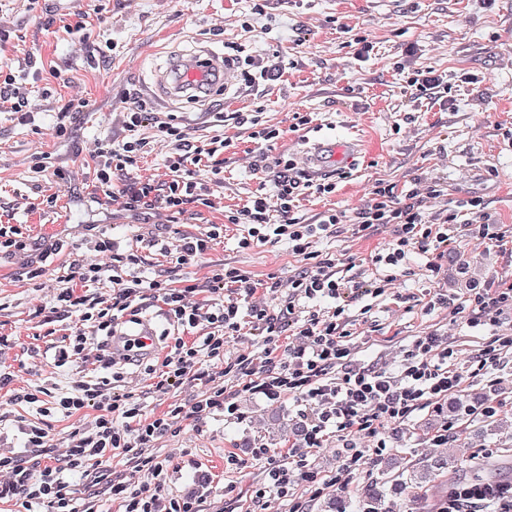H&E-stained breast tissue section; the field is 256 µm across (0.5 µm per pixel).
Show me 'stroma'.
Segmentation results:
<instances>
[{"label":"stroma","instance_id":"stroma-1","mask_svg":"<svg viewBox=\"0 0 512 512\" xmlns=\"http://www.w3.org/2000/svg\"><path fill=\"white\" fill-rule=\"evenodd\" d=\"M254 2L47 0L42 13L28 10L24 0H0V28L10 33L0 47V75L13 74L26 85L31 107L27 122L0 112V226L20 228L31 242L28 248L0 253V336L8 339L0 347V371L14 377L11 386L0 389V456L36 470L38 462L64 457L72 433L90 429L96 417L91 409L69 418L45 417L44 447H26L21 426L36 411L14 402L18 389H50L71 378H109L117 372L118 392L137 398L146 416L195 398L198 386L187 383L156 390L161 357L104 367L97 360L108 342L104 336L89 337L87 359L56 367L55 355L73 325L69 319L50 323L45 317L58 278L90 256L103 238L112 239L119 253H137L143 276L173 286L203 279L210 266L219 264L256 280L270 274L288 278L301 262L286 242L240 248L243 229L226 223L225 216L255 195L273 194L281 162L304 136L331 131L365 143L361 155L330 172L335 194L300 196L295 214L305 221L330 209L352 212L379 181L404 197L419 177L441 192L426 205L430 215L463 211L477 197L505 234L503 241L491 242L456 233L444 253L411 254L383 295L353 302L348 311L353 360L397 370L413 337L434 331L448 336L465 362L491 340V332L471 333L463 322H451L437 296L512 278V144L503 139L512 130V0H494L489 8L479 0H270L263 15L253 14ZM49 13L55 17L50 26L45 23ZM79 19L84 29H75ZM301 27L310 31L303 43L297 37ZM360 36L373 45L363 58L355 54ZM108 41L117 48L106 59L98 48ZM231 42L278 69V79L241 87L232 103L220 93L205 106L166 103L156 96V74L171 55L190 54L203 45L220 52ZM31 56L60 70L65 83L26 69ZM403 61L409 69H400ZM427 67L445 72L448 87L411 100L406 91L410 73ZM136 97L173 117L196 144L215 137L230 140L223 154L224 182L211 189L212 206L194 204L180 214L158 207L145 215L125 210L98 190L89 151L100 137H124L121 114ZM73 98L88 100L91 108L70 113L67 135L56 137L57 114ZM219 111L224 114L220 122L215 119ZM239 112L257 113L262 123L279 127L282 137L270 147L257 143L249 129L237 124ZM298 113L307 115L309 124L296 126ZM42 156L48 169L34 172ZM52 195L57 198L53 208L46 203ZM216 224L223 231L198 261L175 265L165 257L164 248H175L181 236L206 235ZM392 234L389 224L363 236L344 224L313 249L336 259L340 276L381 278L385 272L371 258ZM37 266L45 274L34 281L27 273ZM247 348L262 351L259 337L246 327L241 336L227 339L223 358L203 364L210 386L232 393L236 417L217 413L199 421L178 420L150 450L151 456L169 461L165 493L195 498L196 512H246L264 484L252 448L263 446L283 458L290 445L301 442L294 429L304 420L294 400L267 402L241 391L235 378L225 375L226 362ZM503 379L512 381V348L503 349L497 366L466 379L461 391L510 410L512 392L497 389ZM433 410L428 403L406 422L385 426L382 457L392 460L391 470L364 464L348 476L349 493L423 461L431 444L412 430L432 418ZM447 452L459 465L457 479H469L466 466L477 462L491 463L496 479L512 477V439L497 433L476 431L466 446L449 442ZM231 454L238 457L237 465H226ZM63 477L76 492L79 512H122L105 484L92 494L81 472L67 470ZM335 494L331 487L317 496L298 484L291 496L266 495L262 512H291L297 504L307 512H325L327 498Z\"/></svg>","mask_w":512,"mask_h":512}]
</instances>
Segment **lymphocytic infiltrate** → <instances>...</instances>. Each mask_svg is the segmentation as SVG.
Instances as JSON below:
<instances>
[{
  "instance_id": "obj_1",
  "label": "lymphocytic infiltrate",
  "mask_w": 512,
  "mask_h": 512,
  "mask_svg": "<svg viewBox=\"0 0 512 512\" xmlns=\"http://www.w3.org/2000/svg\"><path fill=\"white\" fill-rule=\"evenodd\" d=\"M122 125L125 139L116 144L111 138H103L93 154L98 188L104 195L115 191L112 175L120 171L126 178L117 191L125 209L141 210L157 203L179 213L186 205L206 204L208 185L186 177V165L206 159L212 163L211 175H219L221 166L216 159L228 148V140L202 148L190 140L182 127L147 111L142 103L123 113ZM149 125L154 126L157 137L171 149L168 167L174 177L162 188L139 173L140 159L147 146L139 131ZM305 189L325 196L335 193L336 184L301 181L294 164L285 162L275 183L276 205H269L266 196L260 194L228 215V223L245 228L239 241L241 248H250L257 241L284 240L293 254L314 260L313 243L340 224H353L360 233L390 224L394 227L392 239L373 256L374 264L388 268V276L372 281L342 278L336 274V261L327 258L314 260L313 269L302 270L288 280L271 275L259 284L240 269L214 265L204 281L178 287L132 273L110 277L113 296L105 302L79 293L74 287L75 282L95 283L107 275L106 265L89 258L68 273L69 285L57 292L51 308L53 317L74 316L79 321L68 336V345L59 352L57 363L61 366L69 358L83 356L88 333L112 335L124 311L148 292L158 294L167 316L178 326L188 330L208 325L210 331L202 343L175 339L156 383L160 390L205 380L202 357L223 356L225 338L238 335L242 322L250 321L262 338L264 358L256 360L248 352L236 356L232 367L243 390L273 403L296 398L307 421L301 444L288 450L293 465L277 460L267 449L251 451L253 459L264 464L267 487L282 497L288 496L292 486L299 482L310 485L319 494L330 487L344 488L347 475L366 460L362 439L375 438L385 425L405 422L420 406L447 399L461 388L466 376H477L497 365L502 349L512 346V336L497 335L494 344L473 357L464 369L459 366L458 354L447 337L430 331L414 337L397 373L372 364L353 363L346 343L350 335L346 304L362 296L384 294L393 281L392 271L406 264L411 253L426 254L448 247L451 237L445 223L426 218L416 190L409 191L405 202L400 203L392 186L379 182L353 214L329 210L319 221L308 223L295 215L296 201ZM260 287L274 293L286 292L284 304L277 308H241L240 299L253 296ZM203 292L224 295L225 300L213 304L200 302L198 296ZM298 296L309 300L329 298L335 300L336 307L324 319L315 310L301 318L294 302ZM451 312L464 315L466 326L474 331L499 325L502 316L512 314V280L492 281L471 289L467 298L452 305ZM288 331L302 337V344L283 347L281 338ZM52 407L69 416L92 408L98 416L92 432L73 435L63 462L45 461L39 472L33 473L10 457H0V472L11 473L12 489L22 495L25 512H31L36 505L46 507L47 512H75L74 491L61 478L62 469L88 476L112 456L151 447L180 419L199 420L215 411L230 418L237 412L224 389L213 387L203 389L186 404H172L162 416L148 418L140 403L129 395L108 391L103 380L78 381L71 389L54 396ZM331 437L338 443L343 464L336 476L327 480L311 467L307 455ZM111 494L121 503L123 512H195L192 498L152 493L146 484L117 481L111 486ZM435 512H512V479L458 482L437 502Z\"/></svg>"
}]
</instances>
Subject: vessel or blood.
Listing matches in <instances>:
<instances>
[{
  "instance_id": "vessel-or-blood-1",
  "label": "vessel or blood",
  "mask_w": 512,
  "mask_h": 512,
  "mask_svg": "<svg viewBox=\"0 0 512 512\" xmlns=\"http://www.w3.org/2000/svg\"><path fill=\"white\" fill-rule=\"evenodd\" d=\"M238 77V69L231 60L203 47L190 56L171 58L161 83L168 98L200 100L218 88L235 86ZM360 149L361 143L356 139H320L296 149L295 164L308 176L318 178L358 154Z\"/></svg>"
}]
</instances>
